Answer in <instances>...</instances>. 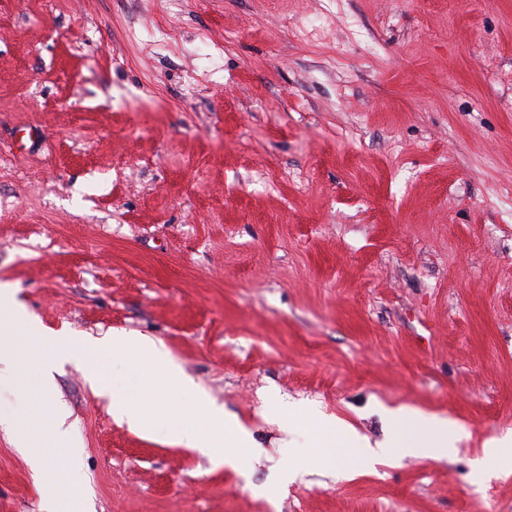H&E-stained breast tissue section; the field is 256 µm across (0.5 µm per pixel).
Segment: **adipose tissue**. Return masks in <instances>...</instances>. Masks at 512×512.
Masks as SVG:
<instances>
[{
    "instance_id": "1",
    "label": "adipose tissue",
    "mask_w": 512,
    "mask_h": 512,
    "mask_svg": "<svg viewBox=\"0 0 512 512\" xmlns=\"http://www.w3.org/2000/svg\"><path fill=\"white\" fill-rule=\"evenodd\" d=\"M315 431L314 444L320 450L322 464L335 468L337 448H345L352 463H364L378 456L418 457L432 460L446 458L453 441L448 436L447 422L426 415L415 409L391 412L389 420L398 438L390 444L372 446L353 428H337L335 421L319 412L309 410L304 414Z\"/></svg>"
}]
</instances>
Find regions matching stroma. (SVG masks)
<instances>
[{"instance_id":"obj_1","label":"stroma","mask_w":512,"mask_h":512,"mask_svg":"<svg viewBox=\"0 0 512 512\" xmlns=\"http://www.w3.org/2000/svg\"><path fill=\"white\" fill-rule=\"evenodd\" d=\"M1 283L49 335L161 341L250 441L226 467L116 423L108 356L47 399L22 370L0 512H512V456L471 478L512 442V0H0ZM46 400L78 489L40 480ZM288 404L458 439L326 472ZM29 417L30 411L25 405L17 413L10 416H4L0 413V427L3 426V429L11 430L15 433L18 448H29L25 433ZM505 446L507 445L499 441L492 440L484 449L482 467L476 474L478 479L489 478L493 474L494 470L501 466L505 454Z\"/></svg>"}]
</instances>
